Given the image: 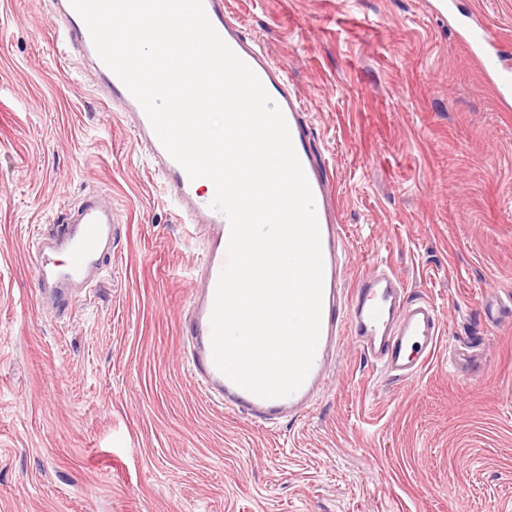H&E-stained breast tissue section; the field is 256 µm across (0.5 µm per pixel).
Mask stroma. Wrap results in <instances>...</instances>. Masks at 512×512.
<instances>
[{"instance_id": "1", "label": "stroma", "mask_w": 512, "mask_h": 512, "mask_svg": "<svg viewBox=\"0 0 512 512\" xmlns=\"http://www.w3.org/2000/svg\"><path fill=\"white\" fill-rule=\"evenodd\" d=\"M438 4L224 0L312 127L345 285L386 262L443 330L413 378L344 340L312 410L267 429L185 372L198 243L131 119L54 51L52 0H0V512H512V111ZM457 4L512 56V0ZM96 191L112 268L59 315L27 245Z\"/></svg>"}]
</instances>
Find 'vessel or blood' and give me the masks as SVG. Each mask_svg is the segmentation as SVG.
I'll return each mask as SVG.
<instances>
[{
    "mask_svg": "<svg viewBox=\"0 0 512 512\" xmlns=\"http://www.w3.org/2000/svg\"><path fill=\"white\" fill-rule=\"evenodd\" d=\"M203 4L218 34L257 74L281 108L314 197L324 258L321 335L303 386L286 398H261L238 386L217 368L211 346V313L219 275L227 261L229 222L211 208L209 200L202 198L198 180L190 178L170 156L140 103L102 62L71 0H54L53 22L59 37L56 48L63 55H78L93 74L107 105L133 117L135 139L151 168L165 181L171 201L188 223L204 227L198 269L201 287L191 294L183 318L187 370L211 401L265 427L300 415L315 404L325 390L330 365L343 337H350L387 370L410 377L435 354L441 324L432 302L407 300L392 271L383 269L360 278L353 287H344L346 255L336 222V205L326 176L313 161L310 129L301 119V105L288 84V76L270 58L259 39L242 34L225 12L224 0H203ZM442 10L454 23L457 36L491 86L512 89V62L501 56L489 29L477 22L458 20L454 0H443ZM114 222L111 203L102 195L89 194L68 205L58 226L34 240L29 258L39 286L54 291L57 309L67 308L73 289L91 287L103 267Z\"/></svg>",
    "mask_w": 512,
    "mask_h": 512,
    "instance_id": "obj_1",
    "label": "vessel or blood"
}]
</instances>
